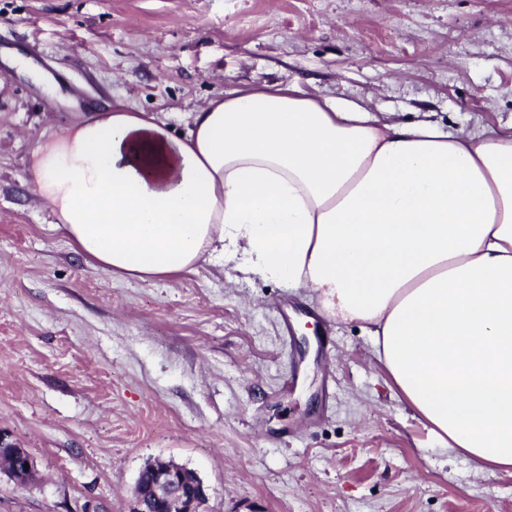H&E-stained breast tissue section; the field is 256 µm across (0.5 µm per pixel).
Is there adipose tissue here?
<instances>
[{
  "instance_id": "ef3b65f1",
  "label": "adipose tissue",
  "mask_w": 512,
  "mask_h": 512,
  "mask_svg": "<svg viewBox=\"0 0 512 512\" xmlns=\"http://www.w3.org/2000/svg\"><path fill=\"white\" fill-rule=\"evenodd\" d=\"M53 226L140 280L239 260L368 332L438 443L512 474V134L385 122L286 84L225 91L185 135L115 107L28 154Z\"/></svg>"
}]
</instances>
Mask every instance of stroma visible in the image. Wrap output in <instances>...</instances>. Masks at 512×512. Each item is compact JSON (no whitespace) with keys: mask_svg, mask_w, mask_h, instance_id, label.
<instances>
[{"mask_svg":"<svg viewBox=\"0 0 512 512\" xmlns=\"http://www.w3.org/2000/svg\"><path fill=\"white\" fill-rule=\"evenodd\" d=\"M263 83L511 134L512 0H0V432L36 470L0 475V512H126L156 459L198 474L205 512H512V475L439 446L310 289L234 261L102 271L29 189L35 141L91 101L182 132Z\"/></svg>","mask_w":512,"mask_h":512,"instance_id":"1","label":"stroma"}]
</instances>
